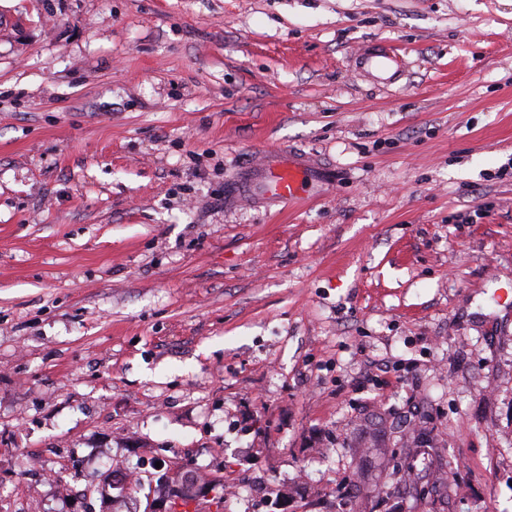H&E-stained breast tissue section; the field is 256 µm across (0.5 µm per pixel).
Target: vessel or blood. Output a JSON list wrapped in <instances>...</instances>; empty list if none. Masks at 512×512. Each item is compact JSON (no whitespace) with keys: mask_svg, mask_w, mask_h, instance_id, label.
<instances>
[{"mask_svg":"<svg viewBox=\"0 0 512 512\" xmlns=\"http://www.w3.org/2000/svg\"><path fill=\"white\" fill-rule=\"evenodd\" d=\"M317 169L316 161L309 156L269 151L236 177L232 196L255 204L298 199L309 192Z\"/></svg>","mask_w":512,"mask_h":512,"instance_id":"1","label":"vessel or blood"}]
</instances>
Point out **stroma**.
Segmentation results:
<instances>
[{
  "instance_id": "obj_1",
  "label": "stroma",
  "mask_w": 512,
  "mask_h": 512,
  "mask_svg": "<svg viewBox=\"0 0 512 512\" xmlns=\"http://www.w3.org/2000/svg\"><path fill=\"white\" fill-rule=\"evenodd\" d=\"M187 491L512 512V0H0V512ZM375 51V54H370L368 57L375 58L372 61V65L379 70H386L390 68L394 69V72L389 80L399 77L403 71V64L402 60L397 56V54L390 52L386 48H377ZM319 166L307 155L265 152L233 181L231 197L240 202L274 204L309 192Z\"/></svg>"
}]
</instances>
